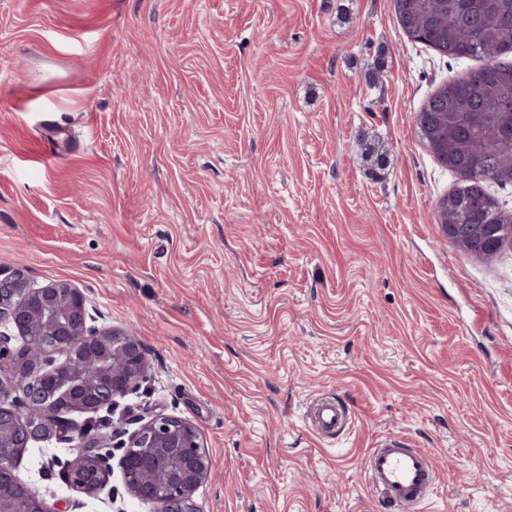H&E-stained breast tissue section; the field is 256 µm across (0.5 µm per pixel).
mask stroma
<instances>
[{
    "instance_id": "stroma-1",
    "label": "stroma",
    "mask_w": 512,
    "mask_h": 512,
    "mask_svg": "<svg viewBox=\"0 0 512 512\" xmlns=\"http://www.w3.org/2000/svg\"><path fill=\"white\" fill-rule=\"evenodd\" d=\"M478 65L393 0H0V263L139 338L118 411L196 425L200 512H380L385 437L432 456L430 512H512V246L442 234L457 181L416 125ZM74 454L34 442L15 473L58 512H149L117 470L70 489ZM312 419L323 433L335 434L345 420V411L337 403H322L316 406Z\"/></svg>"
}]
</instances>
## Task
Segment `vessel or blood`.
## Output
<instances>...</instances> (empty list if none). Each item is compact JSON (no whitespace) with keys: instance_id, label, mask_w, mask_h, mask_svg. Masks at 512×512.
I'll return each instance as SVG.
<instances>
[{"instance_id":"b4317fda","label":"vessel or blood","mask_w":512,"mask_h":512,"mask_svg":"<svg viewBox=\"0 0 512 512\" xmlns=\"http://www.w3.org/2000/svg\"><path fill=\"white\" fill-rule=\"evenodd\" d=\"M313 419L327 434L336 433L345 420L335 402L316 406ZM366 481L385 512H426L437 474L428 452L389 437L371 449L365 467Z\"/></svg>"}]
</instances>
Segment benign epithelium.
Returning <instances> with one entry per match:
<instances>
[{
  "label": "benign epithelium",
  "mask_w": 512,
  "mask_h": 512,
  "mask_svg": "<svg viewBox=\"0 0 512 512\" xmlns=\"http://www.w3.org/2000/svg\"><path fill=\"white\" fill-rule=\"evenodd\" d=\"M448 239L474 257L498 253L503 240L476 235L470 224H443ZM0 321L13 325L21 343L38 352L20 360L19 346L0 333V512H15L22 482L13 474L14 450L44 441L54 427L74 414L86 423L74 429L75 456L67 462L71 489L94 494L106 487L112 465L91 421L108 419L124 397L146 378L148 364L139 339L127 332L93 324L81 289L65 281L35 287L22 264H0ZM124 434L119 468L127 491L152 505V512H200L197 490L212 472L210 454L188 419L159 413L138 420Z\"/></svg>",
  "instance_id": "benign-epithelium-1"
}]
</instances>
